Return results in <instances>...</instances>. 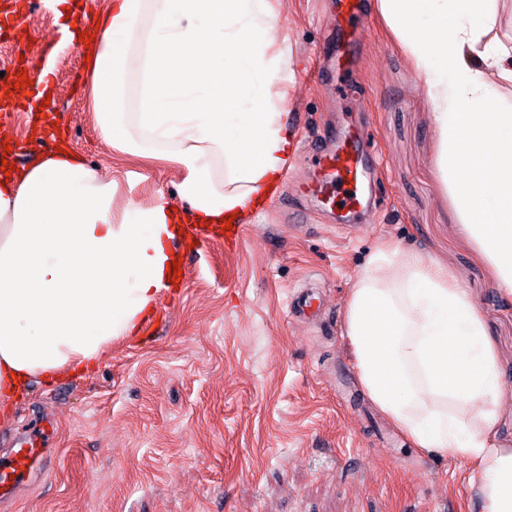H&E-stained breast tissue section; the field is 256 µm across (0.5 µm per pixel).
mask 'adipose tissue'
<instances>
[{
  "label": "adipose tissue",
  "instance_id": "adipose-tissue-1",
  "mask_svg": "<svg viewBox=\"0 0 512 512\" xmlns=\"http://www.w3.org/2000/svg\"><path fill=\"white\" fill-rule=\"evenodd\" d=\"M494 0H374L405 49L438 135L435 163L466 236L512 295V42L490 37ZM284 0H110L89 102L102 139L181 179V208H115L116 181L50 151L0 172V396L93 372L154 319L185 216L244 219L293 148L276 37ZM138 92L127 97L128 82ZM346 338L371 402L412 446L469 464L483 512H512V448L498 443L500 378L474 302L440 268L379 246L345 303Z\"/></svg>",
  "mask_w": 512,
  "mask_h": 512
}]
</instances>
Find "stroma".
Masks as SVG:
<instances>
[{"mask_svg": "<svg viewBox=\"0 0 512 512\" xmlns=\"http://www.w3.org/2000/svg\"><path fill=\"white\" fill-rule=\"evenodd\" d=\"M333 0H288L278 36L290 49L287 87L294 153L277 203L261 206L239 240L214 234L182 254L187 276L158 297L148 333L113 344L80 379L32 381L0 425V461L19 436L54 423L28 480L0 512H482L468 467L413 448L370 402L344 336V304L360 268L387 240L447 270L473 299L498 357L499 437L512 448V296L465 236L440 180L429 106L374 10L356 62L317 71ZM60 25L48 0H0V89L19 69L52 73L56 126L98 174L119 179L118 202L178 203L180 172L122 157L89 108L84 51L42 46ZM361 125L373 156L347 220L300 195L325 130ZM14 165L45 152L22 100H0ZM305 223L288 220L290 208ZM309 295L313 310L291 304Z\"/></svg>", "mask_w": 512, "mask_h": 512, "instance_id": "obj_1", "label": "stroma"}]
</instances>
